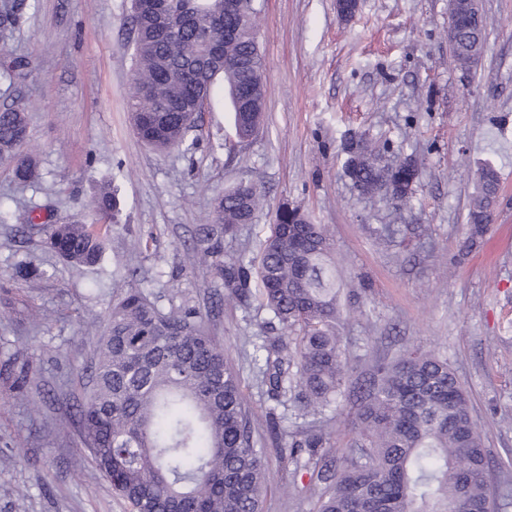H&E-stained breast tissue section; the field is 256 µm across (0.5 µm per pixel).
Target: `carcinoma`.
<instances>
[{
  "instance_id": "cac0c4a2",
  "label": "carcinoma",
  "mask_w": 512,
  "mask_h": 512,
  "mask_svg": "<svg viewBox=\"0 0 512 512\" xmlns=\"http://www.w3.org/2000/svg\"><path fill=\"white\" fill-rule=\"evenodd\" d=\"M453 3L448 42L465 70L486 46L484 16ZM150 0H133L134 72L128 96L136 135L157 152L192 150L204 103L227 88L237 138L263 119L267 82L253 0H196L197 14L174 26L152 20ZM30 0H0V30H14ZM25 113L0 109V159L24 183L38 176ZM346 172L362 195L391 187L392 200L412 196L420 167L405 158L381 163L368 140L349 154ZM500 173L490 163L476 174L463 244L479 247L489 230ZM260 194L240 187L216 198L211 224L195 246L233 292L249 290L256 273L262 305L290 336H266L262 382L273 398L299 390L305 409L332 407L348 361L336 322L342 316L333 243L321 224L287 208L270 225L257 266L224 265V236L252 222ZM117 188L103 184L88 208L107 226L117 213ZM44 244L67 263L98 264L105 234L82 218L42 228ZM90 388L79 408L81 436L112 491L135 512H260L267 449L255 438L252 410L224 344L194 308L160 310L129 287L112 307L95 342ZM353 439L332 468L299 456L323 448L321 433L300 432L279 449L294 473L310 475L317 512H498L512 500V479L493 481L485 440L469 397L448 362L414 346L376 369L353 423Z\"/></svg>"
}]
</instances>
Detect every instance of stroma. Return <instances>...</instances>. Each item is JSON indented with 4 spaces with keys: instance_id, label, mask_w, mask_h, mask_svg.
Returning <instances> with one entry per match:
<instances>
[{
    "instance_id": "1",
    "label": "stroma",
    "mask_w": 512,
    "mask_h": 512,
    "mask_svg": "<svg viewBox=\"0 0 512 512\" xmlns=\"http://www.w3.org/2000/svg\"><path fill=\"white\" fill-rule=\"evenodd\" d=\"M487 45L462 70L448 43V0H360L347 20L336 0H254L267 69L264 123L237 142L229 98L204 106L197 149L156 152L134 135L127 98L133 69L130 0H37L18 28L0 34V106L24 110L39 178L18 182L0 163V365L28 361L24 395L0 379V512H131L96 475L75 406L88 384L96 334L126 288L159 307L196 308L224 340L270 450L262 512H313L314 502L279 454L294 431L353 438L358 388L378 360L416 346L447 358L468 392L492 464L512 458V0H480ZM362 135L383 161L414 157L421 173L401 206L359 194L346 145ZM501 175L496 222L480 250L460 256L475 173ZM118 187L120 221L99 265L73 267L40 232L81 215L106 180ZM253 184L252 223L224 240V261L256 256L283 208L325 225L335 243L349 360L337 407L303 412L292 396L268 398L256 379V347L281 335L256 291L232 295L215 270L192 261L193 244L225 188ZM397 225L393 242L375 230ZM40 272L37 288L20 266ZM24 305H17V298Z\"/></svg>"
}]
</instances>
